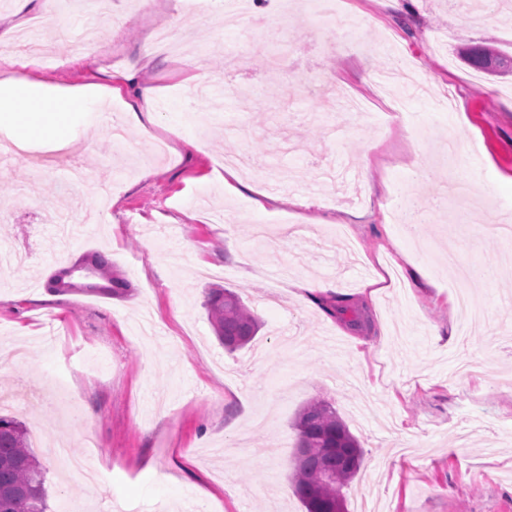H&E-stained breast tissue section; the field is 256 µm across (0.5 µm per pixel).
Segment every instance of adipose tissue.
Here are the masks:
<instances>
[{"instance_id":"ef3b65f1","label":"adipose tissue","mask_w":512,"mask_h":512,"mask_svg":"<svg viewBox=\"0 0 512 512\" xmlns=\"http://www.w3.org/2000/svg\"><path fill=\"white\" fill-rule=\"evenodd\" d=\"M15 61L0 58V117L8 116L16 130V144L25 148L34 144L53 149L69 147L72 137L69 115L98 114L104 99L123 97L132 89L136 99L127 114L134 122L153 121L158 89L143 79L142 61L129 62L118 74L97 69L93 82L79 89H63L50 94L40 81L22 79L14 74Z\"/></svg>"}]
</instances>
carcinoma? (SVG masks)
Instances as JSON below:
<instances>
[{"label": "carcinoma", "instance_id": "1", "mask_svg": "<svg viewBox=\"0 0 512 512\" xmlns=\"http://www.w3.org/2000/svg\"><path fill=\"white\" fill-rule=\"evenodd\" d=\"M472 68L491 73L485 58L492 56L499 73L512 72V56L488 47H467L462 51ZM95 274L102 285L92 293L125 295L131 285L112 272V262L99 252L92 254ZM218 340L233 352L256 336L260 322L233 291L211 288L204 303ZM327 314L354 331L370 327L363 307L349 296H335L322 304ZM294 467L290 475L294 492L306 512H347L344 488L357 475L363 450L336 409L322 400L307 402L297 412ZM46 471L29 447L26 430L13 417L0 414V512H48Z\"/></svg>", "mask_w": 512, "mask_h": 512}]
</instances>
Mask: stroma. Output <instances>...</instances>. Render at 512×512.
I'll use <instances>...</instances> for the list:
<instances>
[{
    "mask_svg": "<svg viewBox=\"0 0 512 512\" xmlns=\"http://www.w3.org/2000/svg\"><path fill=\"white\" fill-rule=\"evenodd\" d=\"M341 8L363 42L299 2L280 35L249 40L207 0L175 26L197 47L192 87L177 60L145 53L181 0H113L108 17L66 0L52 31L27 8L49 89L88 81L96 64L75 41L95 27L120 39L113 67L147 56L160 90L148 132L117 142L76 121L74 152L0 153V247L33 255L0 274V414L24 423L51 512H305L288 480L292 422L314 398L363 446L349 512L364 496L383 512H512V238L489 230L512 205V75L460 57L471 44L512 55V25L469 0ZM230 51L245 64L229 81ZM182 136L200 151L157 157V140ZM230 155L252 158L239 176L270 194L265 211L215 179ZM402 199L427 218L415 232L394 213ZM451 250L487 272L474 290L484 318L465 327ZM95 251L131 295L50 296L51 276ZM307 279L338 281L370 330L301 304ZM210 288L261 318L251 345L231 353L216 339ZM89 440L97 488L44 455L49 443L81 455Z\"/></svg>",
    "mask_w": 512,
    "mask_h": 512,
    "instance_id": "1",
    "label": "stroma"
}]
</instances>
